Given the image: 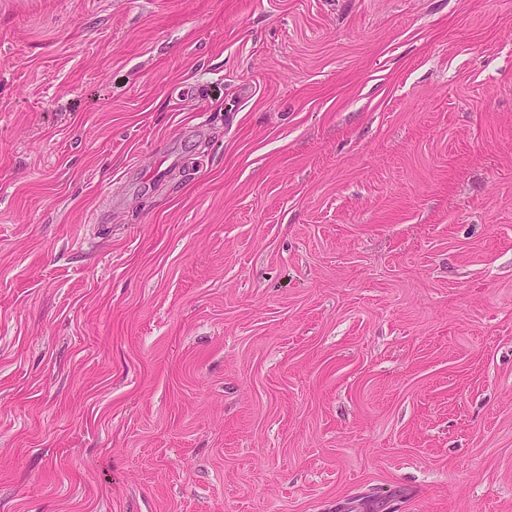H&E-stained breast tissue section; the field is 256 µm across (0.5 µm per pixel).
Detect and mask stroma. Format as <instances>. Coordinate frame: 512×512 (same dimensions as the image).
<instances>
[{
  "label": "stroma",
  "mask_w": 512,
  "mask_h": 512,
  "mask_svg": "<svg viewBox=\"0 0 512 512\" xmlns=\"http://www.w3.org/2000/svg\"><path fill=\"white\" fill-rule=\"evenodd\" d=\"M512 512V0H0V512Z\"/></svg>",
  "instance_id": "stroma-1"
}]
</instances>
